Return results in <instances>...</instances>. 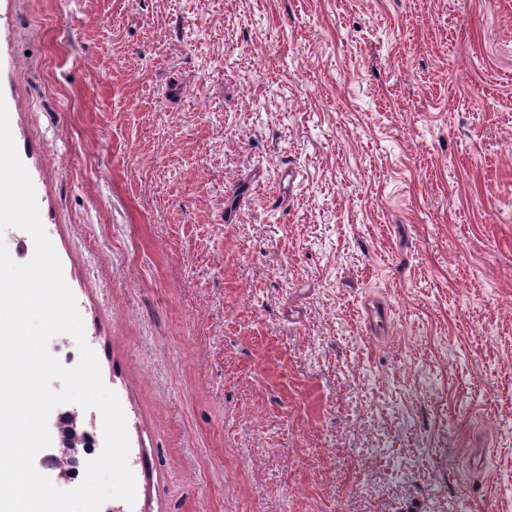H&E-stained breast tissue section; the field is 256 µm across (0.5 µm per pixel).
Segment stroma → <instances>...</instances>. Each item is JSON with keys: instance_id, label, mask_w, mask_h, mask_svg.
<instances>
[{"instance_id": "obj_1", "label": "stroma", "mask_w": 512, "mask_h": 512, "mask_svg": "<svg viewBox=\"0 0 512 512\" xmlns=\"http://www.w3.org/2000/svg\"><path fill=\"white\" fill-rule=\"evenodd\" d=\"M0 97L131 512H512V0H0Z\"/></svg>"}]
</instances>
